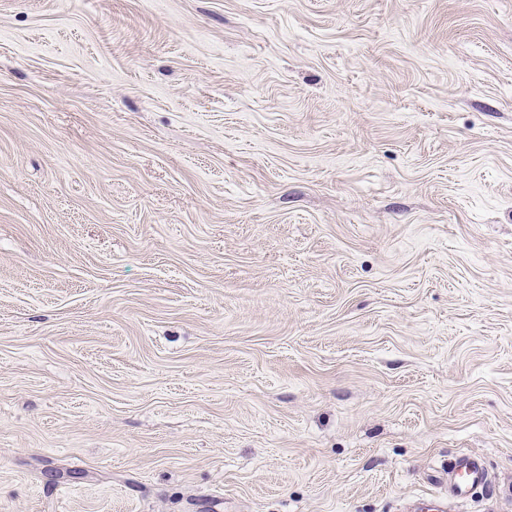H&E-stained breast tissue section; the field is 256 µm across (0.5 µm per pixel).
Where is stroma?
<instances>
[{"label":"stroma","mask_w":512,"mask_h":512,"mask_svg":"<svg viewBox=\"0 0 512 512\" xmlns=\"http://www.w3.org/2000/svg\"><path fill=\"white\" fill-rule=\"evenodd\" d=\"M512 484V0H0V512H405ZM446 474V483L448 480V496H444L446 501L464 502L473 500L479 493L484 495V493L488 494L495 491V485L490 490L489 473L484 461L479 456L472 454L457 455L448 463Z\"/></svg>","instance_id":"stroma-1"}]
</instances>
